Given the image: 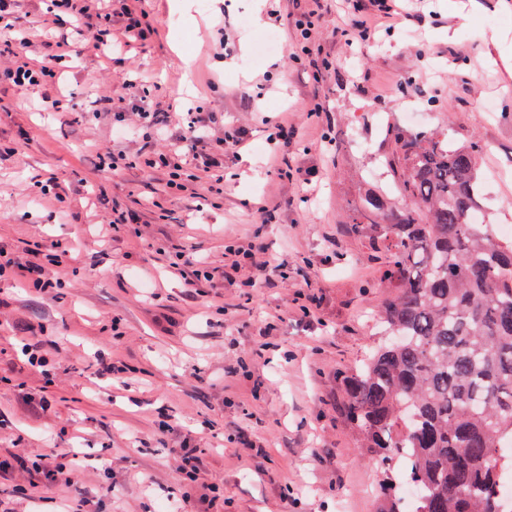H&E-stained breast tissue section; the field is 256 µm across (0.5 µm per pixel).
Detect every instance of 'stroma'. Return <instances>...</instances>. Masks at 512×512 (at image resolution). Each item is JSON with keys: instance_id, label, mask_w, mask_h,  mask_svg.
Instances as JSON below:
<instances>
[{"instance_id": "obj_1", "label": "stroma", "mask_w": 512, "mask_h": 512, "mask_svg": "<svg viewBox=\"0 0 512 512\" xmlns=\"http://www.w3.org/2000/svg\"><path fill=\"white\" fill-rule=\"evenodd\" d=\"M138 5L157 35L109 60L74 42L64 94L0 86V246L22 264L37 244L69 250L45 267L48 291L0 280V512H176L183 442L200 451V482L223 488V512H376L385 470L400 478L403 464L361 448L341 408L392 288L385 250L353 219L368 194L403 202L385 165L395 134L435 129L477 144L482 218L512 224V0H400L413 21L350 47L336 36L346 0H325L306 40L295 23L311 0H193L187 17L169 0ZM271 35L277 49L255 58ZM140 76L171 133L191 108L248 130L223 194L170 196L163 172L136 164L167 140L94 116L104 92L130 112L125 85ZM317 100L327 120L309 118ZM265 116L295 131L287 154L266 143ZM106 150L128 166L99 170ZM122 213L136 223L101 234ZM233 242L285 265L253 288L229 282ZM180 254L214 273L197 293L170 267ZM36 337L57 343L48 379L24 352ZM115 352L122 378L96 375ZM27 392L49 409H24ZM38 458L46 468L21 469ZM71 459L74 485L54 470Z\"/></svg>"}]
</instances>
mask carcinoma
<instances>
[{
  "mask_svg": "<svg viewBox=\"0 0 512 512\" xmlns=\"http://www.w3.org/2000/svg\"><path fill=\"white\" fill-rule=\"evenodd\" d=\"M409 204L366 197L355 219L387 242L385 337L345 384L362 447L404 460L410 512H512V241L472 220L481 210L476 144L395 136ZM397 482L379 512H404Z\"/></svg>",
  "mask_w": 512,
  "mask_h": 512,
  "instance_id": "carcinoma-1",
  "label": "carcinoma"
}]
</instances>
